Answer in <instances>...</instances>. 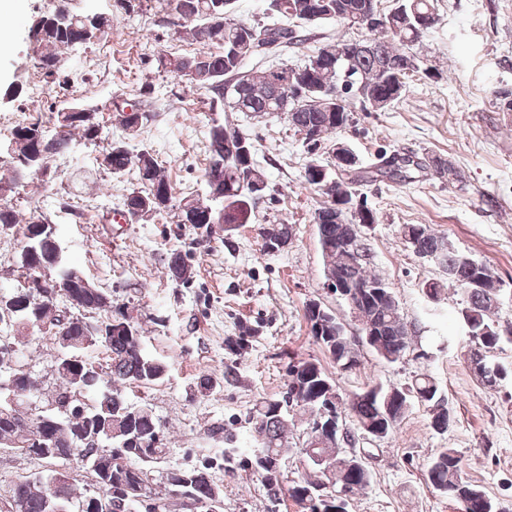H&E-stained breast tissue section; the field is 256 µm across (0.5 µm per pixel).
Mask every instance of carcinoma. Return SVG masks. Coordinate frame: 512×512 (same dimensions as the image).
<instances>
[{"mask_svg":"<svg viewBox=\"0 0 512 512\" xmlns=\"http://www.w3.org/2000/svg\"><path fill=\"white\" fill-rule=\"evenodd\" d=\"M282 9L277 11L284 22L266 25L267 48L296 45L300 42L297 27L308 22L309 0H280ZM320 19H333L348 23L347 10L362 0H320ZM169 16V24L176 32H185L193 41L202 46L192 56H174L160 53L155 58L156 70L173 76L198 89L212 94L210 111H224V89L228 83L239 86V70L243 60L254 54L252 43L243 39L242 34L253 25L230 19L224 26V34L213 40L204 36V26L211 15H224L233 11L230 0H160ZM393 13L385 22L369 28L366 37L368 48L352 51L351 69L357 73L369 91V96L361 98L363 104L378 110L375 102L392 96L393 88L384 79L386 72L400 69L405 61V53L410 51L417 61H422L418 48L421 43V29L417 17L435 14L434 0H394ZM100 33L104 40L112 34V17L93 12L77 13L69 20L61 18L53 11L32 19L29 33L37 46L36 57L39 67L52 78L60 77L65 71V60L61 50H73L83 46L86 29ZM349 42L339 40L317 50L308 63H316L312 68L308 88L310 95L300 99L301 106L291 113L289 123L294 128H308L325 141L338 133V125L346 123L350 116L347 100H342L339 108L321 101L320 89L336 85V52L348 51ZM285 87L277 92L271 88L269 71L249 78L240 86V111L265 114L281 111L287 93ZM86 106L79 101L57 110L54 115L56 140L50 148L60 155L71 149L73 141L81 139L88 144H97L105 139L99 116L89 123L80 117ZM119 123L127 127L131 114L139 113L141 123L149 121L146 110L135 104L116 106ZM47 132L38 123H19L10 132L9 153L12 168L11 177H0V231L19 228L22 233V247L17 261V271L23 282L5 292L13 303L11 327L20 335L33 337L37 345L53 351L56 389L55 400L66 397L74 389H80V399L71 406L68 414L54 430L55 454L35 453V458L48 466L44 472L32 478L25 477L13 484L10 493L19 501L20 512H58L61 505L67 512H85L83 505L91 498L86 492L77 491L73 471L88 468L96 471V461L103 454L127 461L125 477L133 479L138 474L154 483L153 468L166 462L167 437L161 429L160 421L152 410L145 409L142 403L130 401L125 388L133 383L150 385L165 377L166 363L151 356L143 348L144 330L124 313L123 308L112 309V295L101 290L84 297L87 314L107 313L105 318L95 320L96 333L87 335L86 328L79 322H62L58 313L57 301L63 296L81 293L83 274L71 265L65 255L51 241L45 229V222L29 209L26 218L13 204L14 189L17 185L19 169L26 163L38 165L45 161ZM209 164L205 175H210L213 165L220 162L224 168V185L219 196L205 188L207 201H186L179 205V223L192 224L207 237L216 224H246L252 201L251 191L240 184L242 160L238 151L224 146V121L214 118L210 130L208 146ZM107 164L103 169L112 175H120L136 168L140 180L148 185L146 191H132L124 199V215L128 220L143 219V215H157L174 207L172 186L165 167L146 149L133 154L121 142H110L103 151ZM447 161L440 157L424 160L411 156L396 157L390 163H382L373 168L362 169L356 165L344 167L336 165L330 169L317 161L306 167V182L317 186L316 175L326 172L331 180L329 201L314 214L313 221L319 225L318 240L321 248H329L334 274L338 281L347 285L357 280L381 281L367 268V254L357 257L348 250H336V239L359 237V225L375 223L373 212L366 209L360 222L339 224L336 222V200L353 199L354 185L362 181L403 182L410 178V170L432 168L440 171ZM417 235L409 239L402 232L408 247L413 252L435 250L443 237L427 224H414ZM292 226L279 224L264 233V243H276L292 237ZM167 266L171 277L187 283L193 277V269L179 252L168 256ZM448 271V282L458 287L466 296L462 308L476 313L474 323L466 326L468 345L465 361L478 356L487 348H497L504 342L512 343V336H506L495 326L491 313L497 309L501 292L497 291L500 282L484 263L466 255L453 247H448L440 263ZM315 303L306 304L305 315L310 322L314 343L341 369H351L359 362L353 343L346 336L336 335V324H331L325 332L315 330ZM357 317L361 323L379 331L372 351L383 362H399L413 347L415 332L407 324L399 311L394 295H388L379 303L359 308ZM123 321L134 330L130 338L119 331L102 335L103 328L111 323ZM100 345L107 353L102 371H97L100 362L86 354L88 348ZM286 396L281 399H264L258 402L250 413V420L257 425L255 433L259 438L257 450L246 458L233 456L224 458L230 465L256 476L271 502L276 504L282 493L283 474L280 463L291 450L288 438L289 426L300 411L310 415L309 429L315 430L318 420L325 414L336 413V400L340 399L334 385L323 368L316 362L300 360L288 365ZM508 377V371L499 366L481 376L477 381L485 389L494 390ZM6 390L16 398V406L27 408L35 390L31 384L12 377H0V391ZM397 390L403 393L401 400L390 389L374 386L356 395L346 408V415L352 418L355 430L364 433L368 429L379 428L388 412L403 418L409 405L417 401L430 411V428L443 435L453 422L448 398L440 389L435 378L428 373L413 377L411 383ZM68 466V471H58V465ZM64 483V498L56 500L48 493L47 484L51 479ZM160 480L169 491H175V482L190 483V491L199 502L210 500L221 490L213 483L209 467L167 468ZM426 483L439 495L460 505L461 512H496L499 503L487 495L477 485L463 476L462 458L453 448L441 449L428 464L425 473ZM370 484V472L351 470L341 464L319 478L303 477L292 481L288 495L302 509V512H332L330 500L334 493L343 489L356 495Z\"/></svg>","mask_w":512,"mask_h":512,"instance_id":"1","label":"carcinoma"}]
</instances>
